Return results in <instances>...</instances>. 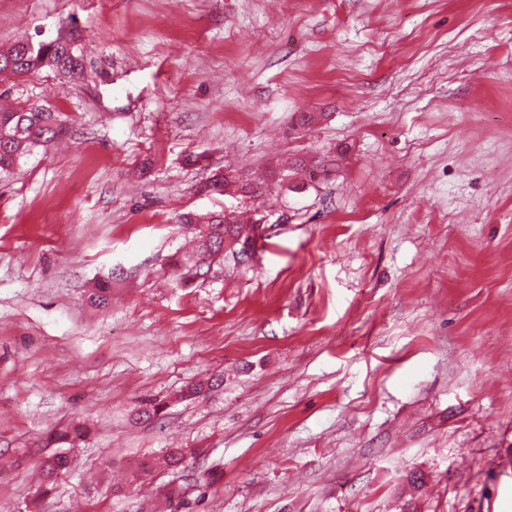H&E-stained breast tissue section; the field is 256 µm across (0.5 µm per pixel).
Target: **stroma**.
Wrapping results in <instances>:
<instances>
[{"instance_id":"35a3bbf8","label":"stroma","mask_w":512,"mask_h":512,"mask_svg":"<svg viewBox=\"0 0 512 512\" xmlns=\"http://www.w3.org/2000/svg\"><path fill=\"white\" fill-rule=\"evenodd\" d=\"M69 32L81 78L0 76L70 118L0 179V512H512V0H0ZM227 207L252 260L176 283ZM231 184L224 176H215L212 180H209L204 185L206 192H218L219 194L228 193L231 196H256L261 195L264 192H270L272 188L264 187L258 184L239 183L233 186V192H231ZM121 273L111 270L106 279L99 281L93 292L88 296V301L98 307H107L112 297V282L120 279Z\"/></svg>"}]
</instances>
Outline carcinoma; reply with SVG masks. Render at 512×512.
Instances as JSON below:
<instances>
[{
    "instance_id": "carcinoma-1",
    "label": "carcinoma",
    "mask_w": 512,
    "mask_h": 512,
    "mask_svg": "<svg viewBox=\"0 0 512 512\" xmlns=\"http://www.w3.org/2000/svg\"><path fill=\"white\" fill-rule=\"evenodd\" d=\"M48 69L62 78H74L83 69L82 56L75 37L57 35L52 39L33 44L27 40L16 42L6 51H0V73L11 72L17 76L35 74ZM68 126V118L61 112H52L44 107L31 105L12 111H0V172L8 173L23 158L37 149L49 150L61 140ZM207 192L231 193L233 196H256L271 191L258 184L239 183L231 185L226 178L215 176L204 185ZM184 232L191 235L194 246L172 263V274L183 281L189 269L224 261L235 267L246 264L245 256L255 252L259 225L240 224L235 213L213 212L199 216L191 211L177 215ZM121 273L110 271L107 278L99 281L88 301L98 307L109 305L112 297V282L120 279ZM165 405L145 399L140 404L138 415L150 420L161 415ZM46 474L53 477L69 470V458L64 453L54 455L44 463Z\"/></svg>"
}]
</instances>
